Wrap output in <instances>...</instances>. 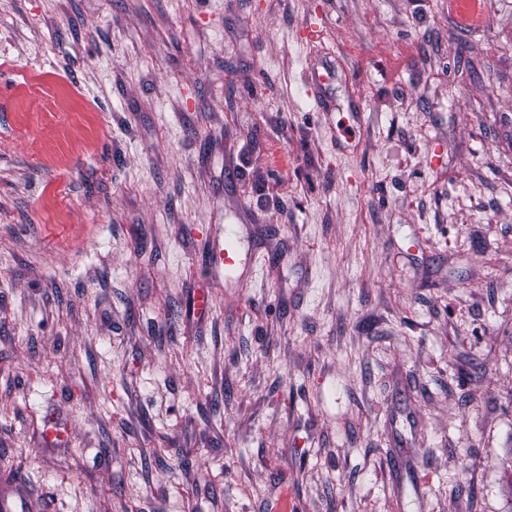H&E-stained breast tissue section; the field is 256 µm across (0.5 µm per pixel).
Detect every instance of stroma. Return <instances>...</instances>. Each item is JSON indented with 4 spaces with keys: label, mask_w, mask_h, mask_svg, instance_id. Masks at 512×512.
Masks as SVG:
<instances>
[{
    "label": "stroma",
    "mask_w": 512,
    "mask_h": 512,
    "mask_svg": "<svg viewBox=\"0 0 512 512\" xmlns=\"http://www.w3.org/2000/svg\"><path fill=\"white\" fill-rule=\"evenodd\" d=\"M484 2L0 0V497L512 512Z\"/></svg>",
    "instance_id": "1"
}]
</instances>
